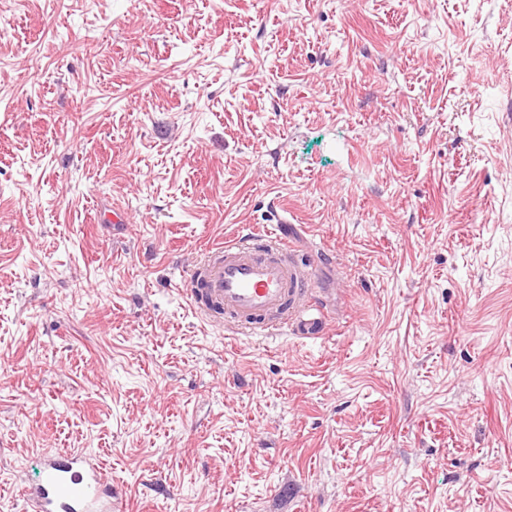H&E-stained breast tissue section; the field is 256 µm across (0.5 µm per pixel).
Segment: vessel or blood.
I'll return each instance as SVG.
<instances>
[{
  "label": "vessel or blood",
  "instance_id": "vessel-or-blood-1",
  "mask_svg": "<svg viewBox=\"0 0 512 512\" xmlns=\"http://www.w3.org/2000/svg\"><path fill=\"white\" fill-rule=\"evenodd\" d=\"M293 246L275 231L249 228L195 265L186 295L202 319L223 310L226 323L263 336L315 340L325 316L311 270L292 260ZM37 512H118L102 466L80 451L45 453L40 481L27 492Z\"/></svg>",
  "mask_w": 512,
  "mask_h": 512
}]
</instances>
